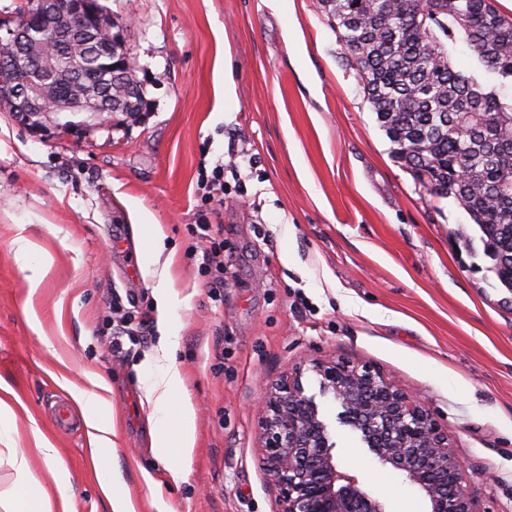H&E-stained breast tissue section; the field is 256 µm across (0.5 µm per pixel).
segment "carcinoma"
<instances>
[{
    "label": "carcinoma",
    "instance_id": "1",
    "mask_svg": "<svg viewBox=\"0 0 512 512\" xmlns=\"http://www.w3.org/2000/svg\"><path fill=\"white\" fill-rule=\"evenodd\" d=\"M348 65L393 145V156L422 186L451 197L483 244L486 270L512 290V16L495 0H320ZM462 40L478 67L455 66ZM57 55L48 94L70 88L66 75L102 62L75 38L70 51L45 35L13 53L28 62Z\"/></svg>",
    "mask_w": 512,
    "mask_h": 512
}]
</instances>
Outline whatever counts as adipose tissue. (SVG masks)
Wrapping results in <instances>:
<instances>
[{
  "label": "adipose tissue",
  "mask_w": 512,
  "mask_h": 512,
  "mask_svg": "<svg viewBox=\"0 0 512 512\" xmlns=\"http://www.w3.org/2000/svg\"><path fill=\"white\" fill-rule=\"evenodd\" d=\"M178 334L175 324H168L167 333L154 359L156 375L144 385L145 397L153 405L161 427L155 441L162 450L161 461L173 480L184 477L183 461L195 445L194 410L190 403L179 402L181 373L175 365L173 348ZM86 386L68 384L67 389L85 411L89 444L95 455L110 454L114 432L112 406L108 398L110 386L106 378L88 373ZM178 404L177 414H170L171 404ZM13 469L14 479L5 493V512H72L68 496V475L56 469L53 486H46L31 471L26 454L16 448H0V462Z\"/></svg>",
  "instance_id": "1"
}]
</instances>
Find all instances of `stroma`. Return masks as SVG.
I'll list each match as a JSON object with an SVG mask.
<instances>
[{"mask_svg":"<svg viewBox=\"0 0 512 512\" xmlns=\"http://www.w3.org/2000/svg\"><path fill=\"white\" fill-rule=\"evenodd\" d=\"M100 2L123 26L141 112L46 136L0 110V380L15 393L0 441L29 450L45 484L64 467L74 512H108L84 413L56 381L97 372L112 389L108 463L137 512H157L152 480L171 512H280L258 410L298 370L337 463L387 512H425L322 393L314 363L343 358L417 395L480 512H512V292L466 252L469 216L393 158L320 0ZM219 162L224 201L208 212L229 262L214 288L192 229L199 170ZM157 227L158 255L139 243ZM163 269L176 293L165 316ZM116 305L149 320L147 343L120 357L107 348ZM165 317L180 327L181 396L195 410L180 481L157 458L143 393ZM39 433L58 463L34 453Z\"/></svg>","mask_w":512,"mask_h":512,"instance_id":"35a3bbf8","label":"stroma"}]
</instances>
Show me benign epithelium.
<instances>
[{"mask_svg":"<svg viewBox=\"0 0 512 512\" xmlns=\"http://www.w3.org/2000/svg\"><path fill=\"white\" fill-rule=\"evenodd\" d=\"M63 28L83 35L105 28L109 40L123 36L122 26L99 0H40L19 21L0 19L5 39L16 44L33 34L40 37ZM1 62L12 65L17 77L0 82V102L14 106L25 123L32 113L55 129L92 127L144 98L143 84L133 81L126 82L123 98H112L109 81L125 82L128 66L123 60L100 73L93 90L63 98L40 91L41 78L55 71L51 54L33 72L12 54H1ZM64 112L87 117L62 123L59 115ZM317 372L322 393L333 394L341 403L348 421L366 436L378 463L398 471L421 492L428 512H477L473 494L462 484L463 465L448 445V433L417 396L396 388L367 365L334 361L318 365ZM260 428L265 465L280 491L281 512H385L384 504L356 476L337 465L318 406L298 380L271 387Z\"/></svg>","mask_w":512,"mask_h":512,"instance_id":"7a95c632","label":"benign epithelium"}]
</instances>
